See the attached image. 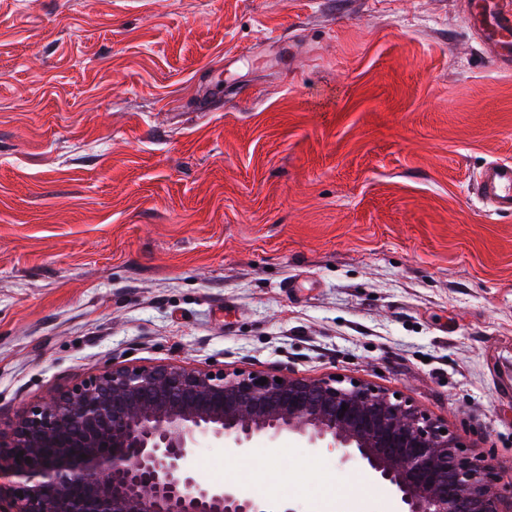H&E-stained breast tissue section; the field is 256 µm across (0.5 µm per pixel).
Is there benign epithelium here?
Listing matches in <instances>:
<instances>
[{
	"mask_svg": "<svg viewBox=\"0 0 512 512\" xmlns=\"http://www.w3.org/2000/svg\"><path fill=\"white\" fill-rule=\"evenodd\" d=\"M447 429L365 382L112 367L0 431V512H295L208 484L189 464L205 439L238 454L283 432L359 457L400 512H512L494 467Z\"/></svg>",
	"mask_w": 512,
	"mask_h": 512,
	"instance_id": "obj_1",
	"label": "benign epithelium"
}]
</instances>
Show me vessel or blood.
Instances as JSON below:
<instances>
[{
    "instance_id": "obj_1",
    "label": "vessel or blood",
    "mask_w": 512,
    "mask_h": 512,
    "mask_svg": "<svg viewBox=\"0 0 512 512\" xmlns=\"http://www.w3.org/2000/svg\"><path fill=\"white\" fill-rule=\"evenodd\" d=\"M470 28L499 68L512 69V0H464ZM489 214L512 215V161L487 162L469 186Z\"/></svg>"
}]
</instances>
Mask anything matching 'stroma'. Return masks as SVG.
<instances>
[{
    "label": "stroma",
    "instance_id": "stroma-1",
    "mask_svg": "<svg viewBox=\"0 0 512 512\" xmlns=\"http://www.w3.org/2000/svg\"><path fill=\"white\" fill-rule=\"evenodd\" d=\"M512 70L461 0H0V423L114 365L342 376L512 491ZM205 482L399 512L337 451L202 442ZM469 194L489 215H512V161L487 162L470 184Z\"/></svg>",
    "mask_w": 512,
    "mask_h": 512
}]
</instances>
